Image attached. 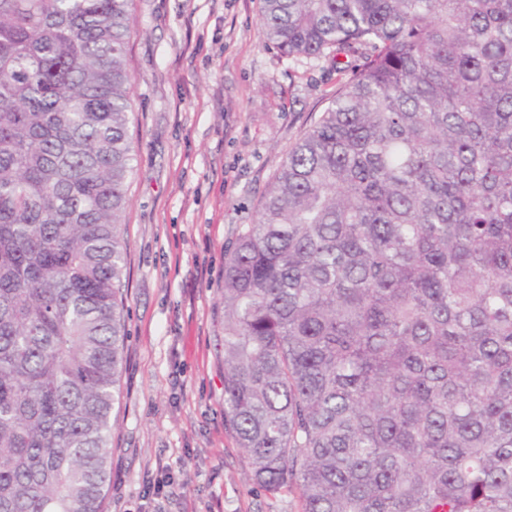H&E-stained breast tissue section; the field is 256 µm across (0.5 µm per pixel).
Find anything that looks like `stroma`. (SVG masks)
<instances>
[{
    "label": "stroma",
    "instance_id": "stroma-1",
    "mask_svg": "<svg viewBox=\"0 0 512 512\" xmlns=\"http://www.w3.org/2000/svg\"><path fill=\"white\" fill-rule=\"evenodd\" d=\"M121 408L104 512H298L224 428V247L339 76L266 45L261 0H134Z\"/></svg>",
    "mask_w": 512,
    "mask_h": 512
}]
</instances>
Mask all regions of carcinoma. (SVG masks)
Wrapping results in <instances>:
<instances>
[{
  "label": "carcinoma",
  "instance_id": "1",
  "mask_svg": "<svg viewBox=\"0 0 512 512\" xmlns=\"http://www.w3.org/2000/svg\"><path fill=\"white\" fill-rule=\"evenodd\" d=\"M134 0H0V512H103ZM346 76L224 249V427L300 512H512V0H262Z\"/></svg>",
  "mask_w": 512,
  "mask_h": 512
}]
</instances>
